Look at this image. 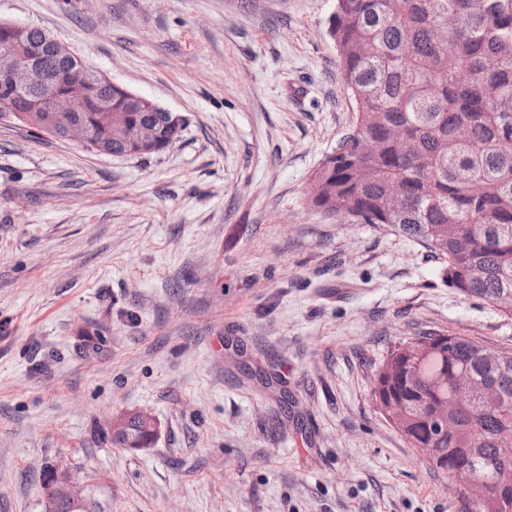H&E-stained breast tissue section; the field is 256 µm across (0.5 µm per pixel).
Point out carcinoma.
Returning a JSON list of instances; mask_svg holds the SVG:
<instances>
[{
	"label": "carcinoma",
	"instance_id": "1",
	"mask_svg": "<svg viewBox=\"0 0 512 512\" xmlns=\"http://www.w3.org/2000/svg\"><path fill=\"white\" fill-rule=\"evenodd\" d=\"M357 120L351 133L316 171L310 204L348 224H383L421 241L446 262L448 287L512 320V0H336L327 20ZM46 32L30 29L22 45L40 50L39 81L14 98L17 107L43 91L83 84L79 118L91 140L112 155L140 150L130 139L153 119L127 93L100 84L92 70L56 60ZM110 99L121 124H96L100 101ZM45 132L50 112L1 114ZM184 125L155 123L143 155L164 151ZM378 142L374 155L358 139ZM405 205L389 207L393 190ZM469 336L424 330L389 349L374 368L370 398L394 408L411 448H430L429 469L450 480L458 469L491 482L512 470V353L491 362ZM470 379L471 396L455 402L456 379ZM448 421V434L436 427ZM114 442L143 448L151 439L137 414L112 422ZM465 512H512V495L495 490Z\"/></svg>",
	"mask_w": 512,
	"mask_h": 512
}]
</instances>
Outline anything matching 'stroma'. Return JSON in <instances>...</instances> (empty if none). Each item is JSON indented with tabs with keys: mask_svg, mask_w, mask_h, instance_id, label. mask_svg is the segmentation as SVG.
I'll list each match as a JSON object with an SVG mask.
<instances>
[{
	"mask_svg": "<svg viewBox=\"0 0 512 512\" xmlns=\"http://www.w3.org/2000/svg\"><path fill=\"white\" fill-rule=\"evenodd\" d=\"M334 8L0 0L184 121L148 157L0 121V512H42L54 464L98 512H459L370 375L420 329L512 350V320L420 243L310 206L356 119ZM138 411L150 445L115 444ZM139 419L149 431H154L156 422L151 414L139 412ZM137 413L124 414L112 422L114 442L127 448H144L151 439L140 423Z\"/></svg>",
	"mask_w": 512,
	"mask_h": 512,
	"instance_id": "obj_1",
	"label": "stroma"
}]
</instances>
